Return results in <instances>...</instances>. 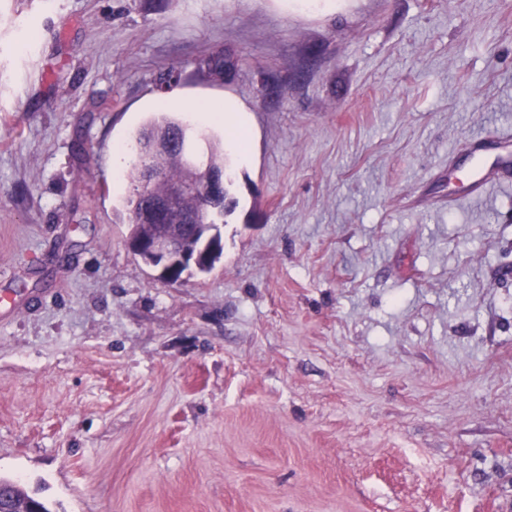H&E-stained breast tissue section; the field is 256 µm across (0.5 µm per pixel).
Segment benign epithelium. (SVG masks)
Masks as SVG:
<instances>
[{"mask_svg":"<svg viewBox=\"0 0 512 512\" xmlns=\"http://www.w3.org/2000/svg\"><path fill=\"white\" fill-rule=\"evenodd\" d=\"M170 146V136L164 131L149 132L138 148L143 161V185L151 188L162 181V172L146 164L149 156L163 152ZM226 174L223 171L211 174L208 183L178 182L167 186L166 191L151 199L149 205L158 216L181 208L183 200L191 195L214 191L224 186ZM195 230L202 245L194 248L186 239V229ZM221 225L198 224L195 217L188 215L183 224H155L147 235L140 233L128 238L127 247L138 258H147L150 268L159 272L167 281L178 284L183 281L182 270L188 266L199 267L221 246Z\"/></svg>","mask_w":512,"mask_h":512,"instance_id":"7a95c632","label":"benign epithelium"}]
</instances>
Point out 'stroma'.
<instances>
[{"label": "stroma", "instance_id": "35a3bbf8", "mask_svg": "<svg viewBox=\"0 0 512 512\" xmlns=\"http://www.w3.org/2000/svg\"><path fill=\"white\" fill-rule=\"evenodd\" d=\"M227 101L224 252L172 285L112 154ZM506 127L512 0H0V477L49 512H512V187L448 203ZM224 112L225 122L228 124V145L242 160H245L247 155L245 150L240 149L238 139L239 133L245 128V120L241 116L232 113L237 111L231 103L224 105Z\"/></svg>", "mask_w": 512, "mask_h": 512}]
</instances>
